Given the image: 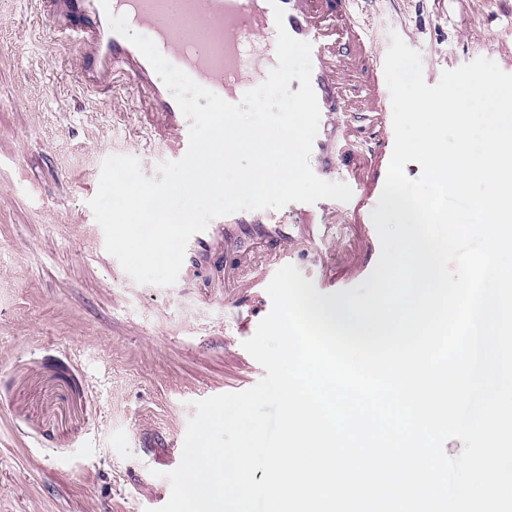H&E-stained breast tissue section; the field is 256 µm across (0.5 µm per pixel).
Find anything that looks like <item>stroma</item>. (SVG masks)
Listing matches in <instances>:
<instances>
[{"mask_svg": "<svg viewBox=\"0 0 512 512\" xmlns=\"http://www.w3.org/2000/svg\"><path fill=\"white\" fill-rule=\"evenodd\" d=\"M382 44L398 33L427 84L479 57L512 73V0H355ZM40 0H0V512H154L195 401L265 374L226 331L236 305L270 309L201 268L135 283L87 205L103 160L164 156L145 88L90 87ZM363 251L348 232L320 282Z\"/></svg>", "mask_w": 512, "mask_h": 512, "instance_id": "1", "label": "stroma"}]
</instances>
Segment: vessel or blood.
Segmentation results:
<instances>
[{"label":"vessel or blood","instance_id":"b4317fda","mask_svg":"<svg viewBox=\"0 0 512 512\" xmlns=\"http://www.w3.org/2000/svg\"><path fill=\"white\" fill-rule=\"evenodd\" d=\"M63 17L64 35L78 44L79 59L97 81L125 80L153 90L152 126L158 144L171 159H181L188 149V124L176 103L153 84V69L128 40L110 30L105 13L126 14L130 27L152 38L161 53L199 85L224 100L240 102L255 80L267 77L277 64L275 45L262 43L276 31L274 6L284 10L290 35L312 46L311 81L316 93L320 124L312 153L324 159L318 177L334 175L336 139L330 131L343 100L340 73L354 62L367 74L363 85L368 111H385L382 86L385 53L366 21L354 16L352 0H55ZM388 172L380 163L375 177L366 182L356 168L344 178L352 199L342 204L343 215L367 222L382 192ZM317 205L292 203L276 213L239 211L212 220L208 228L189 241L190 260L210 258L216 249L248 244L260 261L259 271L249 264L237 268L240 284L267 287L276 271L294 263L299 247H333L336 227L316 218Z\"/></svg>","mask_w":512,"mask_h":512}]
</instances>
